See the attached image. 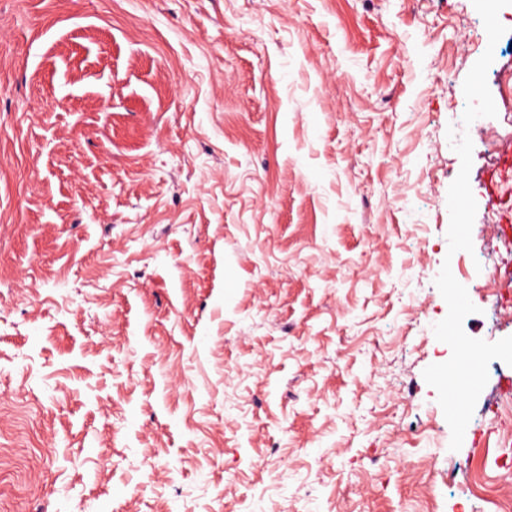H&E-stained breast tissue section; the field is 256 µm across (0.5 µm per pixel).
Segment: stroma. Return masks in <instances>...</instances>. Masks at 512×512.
I'll return each instance as SVG.
<instances>
[{"mask_svg": "<svg viewBox=\"0 0 512 512\" xmlns=\"http://www.w3.org/2000/svg\"><path fill=\"white\" fill-rule=\"evenodd\" d=\"M499 20L467 128L472 0H0V512H496L464 491L501 485L512 366L456 451L423 371L445 258L465 333L512 336Z\"/></svg>", "mask_w": 512, "mask_h": 512, "instance_id": "stroma-1", "label": "stroma"}]
</instances>
